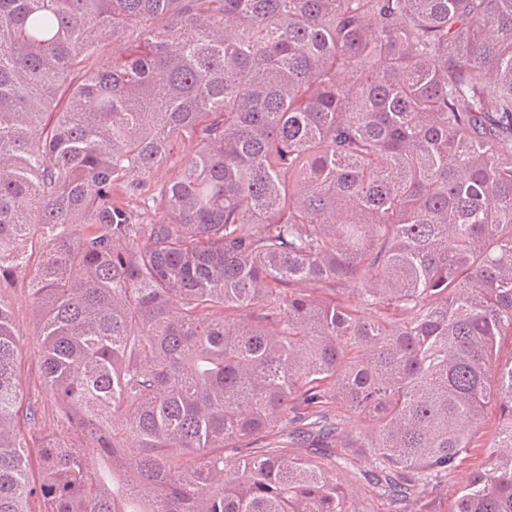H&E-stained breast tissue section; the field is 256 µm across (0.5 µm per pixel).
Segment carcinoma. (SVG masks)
I'll list each match as a JSON object with an SVG mask.
<instances>
[{
    "label": "carcinoma",
    "instance_id": "obj_1",
    "mask_svg": "<svg viewBox=\"0 0 512 512\" xmlns=\"http://www.w3.org/2000/svg\"><path fill=\"white\" fill-rule=\"evenodd\" d=\"M30 242L80 440L0 297V512H351L286 423L429 512L490 407L452 512H512V0H0V284ZM499 421L496 410H488L485 418L474 435V448L459 468L440 483L431 498L435 501L434 512H448L454 504L460 487L469 477L480 470L487 456L489 447L497 439Z\"/></svg>",
    "mask_w": 512,
    "mask_h": 512
}]
</instances>
